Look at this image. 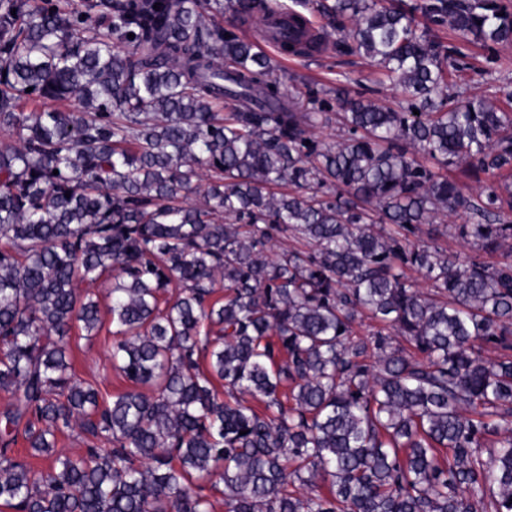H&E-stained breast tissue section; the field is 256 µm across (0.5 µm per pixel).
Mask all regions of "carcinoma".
Here are the masks:
<instances>
[{
  "instance_id": "carcinoma-1",
  "label": "carcinoma",
  "mask_w": 512,
  "mask_h": 512,
  "mask_svg": "<svg viewBox=\"0 0 512 512\" xmlns=\"http://www.w3.org/2000/svg\"><path fill=\"white\" fill-rule=\"evenodd\" d=\"M301 3L0 0V505L211 512L220 489L227 512H512V112L463 96L436 35L493 51L512 10ZM274 14L278 53L332 42L397 106L285 95L238 33ZM450 165L487 176L477 198ZM364 318L379 327L359 337ZM107 322L130 383L110 400L70 361L73 330ZM76 429L99 445L57 450Z\"/></svg>"
}]
</instances>
